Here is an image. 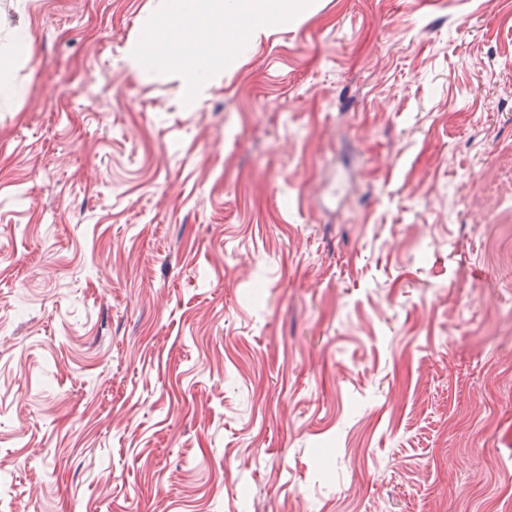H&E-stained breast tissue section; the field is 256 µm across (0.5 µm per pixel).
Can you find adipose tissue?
<instances>
[{
	"mask_svg": "<svg viewBox=\"0 0 512 512\" xmlns=\"http://www.w3.org/2000/svg\"><path fill=\"white\" fill-rule=\"evenodd\" d=\"M310 8L309 0H165L160 14L167 22L163 39L155 42L150 55L136 50L126 63L137 70L148 58L157 68H178L188 93L200 98L218 75L211 65L213 55L240 28L256 38L274 24L301 18Z\"/></svg>",
	"mask_w": 512,
	"mask_h": 512,
	"instance_id": "1",
	"label": "adipose tissue"
}]
</instances>
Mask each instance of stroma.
Returning <instances> with one entry per match:
<instances>
[{
    "instance_id": "stroma-1",
    "label": "stroma",
    "mask_w": 512,
    "mask_h": 512,
    "mask_svg": "<svg viewBox=\"0 0 512 512\" xmlns=\"http://www.w3.org/2000/svg\"><path fill=\"white\" fill-rule=\"evenodd\" d=\"M163 0H0V502L512 512V0H317L193 99Z\"/></svg>"
}]
</instances>
